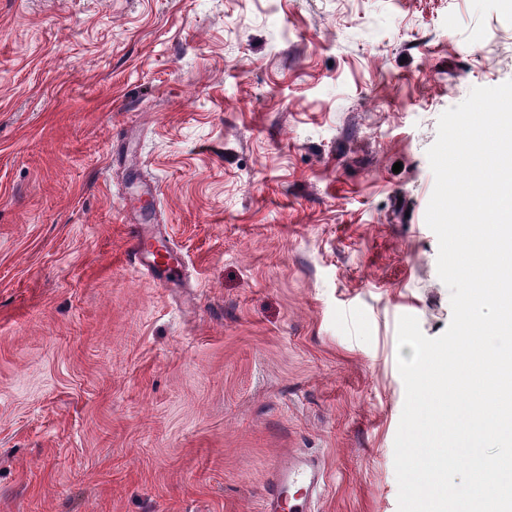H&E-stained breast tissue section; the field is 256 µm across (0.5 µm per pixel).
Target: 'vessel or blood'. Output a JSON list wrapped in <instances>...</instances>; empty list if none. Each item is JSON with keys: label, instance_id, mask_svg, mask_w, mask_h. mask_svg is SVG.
I'll return each instance as SVG.
<instances>
[{"label": "vessel or blood", "instance_id": "obj_1", "mask_svg": "<svg viewBox=\"0 0 512 512\" xmlns=\"http://www.w3.org/2000/svg\"><path fill=\"white\" fill-rule=\"evenodd\" d=\"M151 236L150 228L137 227L130 252L159 283L165 284L178 259L174 253H162ZM324 482L322 463L313 456H300L291 465L276 467L265 487L263 512H309L312 499Z\"/></svg>", "mask_w": 512, "mask_h": 512}]
</instances>
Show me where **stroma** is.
<instances>
[{"mask_svg": "<svg viewBox=\"0 0 512 512\" xmlns=\"http://www.w3.org/2000/svg\"><path fill=\"white\" fill-rule=\"evenodd\" d=\"M508 80L512 0H0V512H262L299 454L398 512L427 151ZM151 236L150 228L137 226L132 237L130 253L160 284H166L169 282L168 275L174 270L175 264L179 262L172 251L156 245ZM160 253L165 254L166 257L161 258Z\"/></svg>", "mask_w": 512, "mask_h": 512, "instance_id": "35a3bbf8", "label": "stroma"}]
</instances>
